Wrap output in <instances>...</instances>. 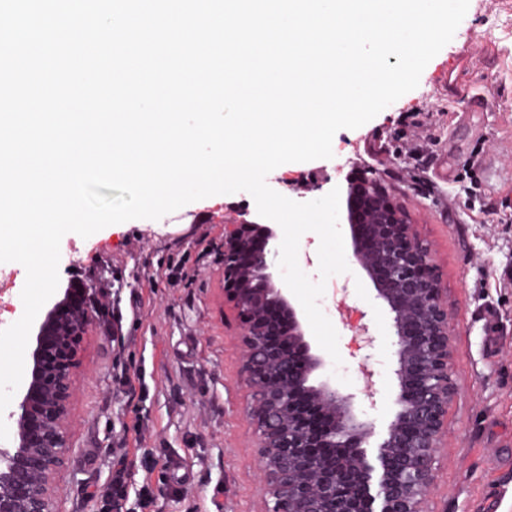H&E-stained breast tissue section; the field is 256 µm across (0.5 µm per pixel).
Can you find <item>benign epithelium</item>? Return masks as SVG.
I'll return each mask as SVG.
<instances>
[{"label": "benign epithelium", "mask_w": 512, "mask_h": 512, "mask_svg": "<svg viewBox=\"0 0 512 512\" xmlns=\"http://www.w3.org/2000/svg\"><path fill=\"white\" fill-rule=\"evenodd\" d=\"M401 195L374 167L347 181L351 262L390 326L376 336L362 311L353 327L360 392L336 385L308 339L306 315L278 276L277 235L245 212L224 215L222 293L239 327L263 512H424L452 394V324L431 250ZM90 298L86 283L66 290L29 342L23 385L3 413L11 436L0 442V512H60L75 378L94 323ZM380 344L390 352L396 409L373 445L370 361Z\"/></svg>", "instance_id": "1"}]
</instances>
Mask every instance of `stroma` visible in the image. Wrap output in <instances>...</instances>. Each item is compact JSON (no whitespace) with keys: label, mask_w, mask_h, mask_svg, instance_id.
Here are the masks:
<instances>
[{"label":"stroma","mask_w":512,"mask_h":512,"mask_svg":"<svg viewBox=\"0 0 512 512\" xmlns=\"http://www.w3.org/2000/svg\"><path fill=\"white\" fill-rule=\"evenodd\" d=\"M454 64L437 85L441 61ZM484 103L467 111L469 99ZM429 114L416 127L411 114ZM333 156L290 162L268 185L300 203L345 187L352 170L385 172L404 191L432 251L452 318V397L426 512H512V0H469L453 39L419 85L356 129L339 130ZM256 212L249 193L209 207L189 203L160 219L69 233L59 284L100 283L97 326L76 379L61 512H104L99 497L124 469L122 512H261L257 437L247 417L236 322L222 299L226 209ZM188 254V276L169 284L170 257ZM319 306L338 335L337 384L363 389L348 355L349 321L367 309L378 333L385 314L358 270L325 279ZM137 296L138 312L129 298ZM388 351H379L377 406L384 432L395 406Z\"/></svg>","instance_id":"35a3bbf8"}]
</instances>
